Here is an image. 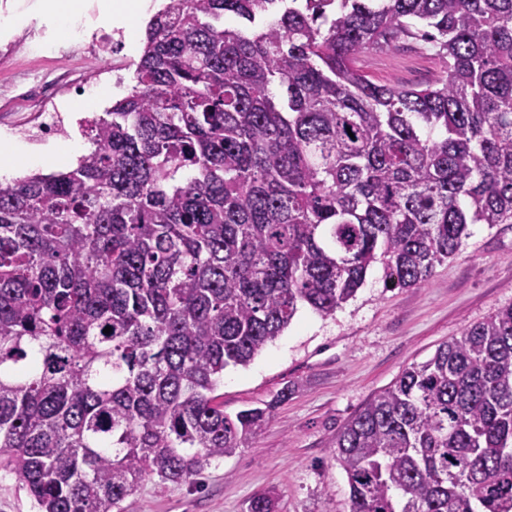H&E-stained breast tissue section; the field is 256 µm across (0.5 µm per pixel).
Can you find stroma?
<instances>
[{"label": "stroma", "instance_id": "obj_1", "mask_svg": "<svg viewBox=\"0 0 512 512\" xmlns=\"http://www.w3.org/2000/svg\"><path fill=\"white\" fill-rule=\"evenodd\" d=\"M36 0H7L18 25L0 36L15 53L0 56V141L15 149L14 171L0 169V186L33 173L73 168L87 147L75 128L80 114L65 97L57 105L70 134L34 140L19 135L40 101L31 84L65 85L86 78L99 94L84 113L99 115L120 99L116 75L131 77L141 44L95 56L70 54V39H57ZM364 69L379 84L419 85L438 80L444 64L412 41L365 57ZM461 255L435 269L418 288H388L381 265L367 272L356 296L328 317L301 309L294 322L247 366H230L216 390L227 414L272 405L267 426L235 454L211 465L193 482L142 481L126 512H245L249 499L270 490L278 512H347L346 476L331 449L340 429L410 364L427 360L463 329L512 305V224H474ZM286 400H279L280 392Z\"/></svg>", "mask_w": 512, "mask_h": 512}]
</instances>
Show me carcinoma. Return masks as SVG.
<instances>
[{"instance_id":"obj_1","label":"carcinoma","mask_w":512,"mask_h":512,"mask_svg":"<svg viewBox=\"0 0 512 512\" xmlns=\"http://www.w3.org/2000/svg\"><path fill=\"white\" fill-rule=\"evenodd\" d=\"M402 39L446 75L371 81L360 57ZM134 81L76 167L0 187V468L39 512H125L232 455L269 407L215 405L226 367L373 264L421 287L469 225L512 224V0H166ZM333 455L348 512H512V305Z\"/></svg>"}]
</instances>
